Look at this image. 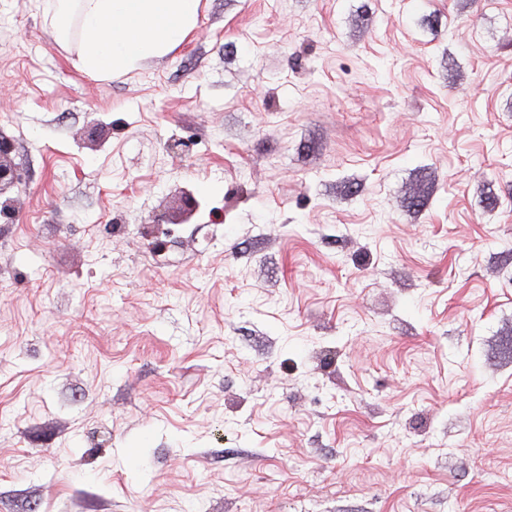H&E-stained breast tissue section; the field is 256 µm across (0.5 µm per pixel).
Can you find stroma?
<instances>
[{
  "label": "stroma",
  "instance_id": "1",
  "mask_svg": "<svg viewBox=\"0 0 512 512\" xmlns=\"http://www.w3.org/2000/svg\"><path fill=\"white\" fill-rule=\"evenodd\" d=\"M84 41L0 0V512H512V0ZM12 149L7 139H0V205L11 209V190L19 183L20 177L11 158ZM4 198L3 202L1 201Z\"/></svg>",
  "mask_w": 512,
  "mask_h": 512
}]
</instances>
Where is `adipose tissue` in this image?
<instances>
[{"label": "adipose tissue", "instance_id": "adipose-tissue-1", "mask_svg": "<svg viewBox=\"0 0 512 512\" xmlns=\"http://www.w3.org/2000/svg\"><path fill=\"white\" fill-rule=\"evenodd\" d=\"M90 72L121 74L142 58L182 42L196 24L199 0H79Z\"/></svg>", "mask_w": 512, "mask_h": 512}]
</instances>
